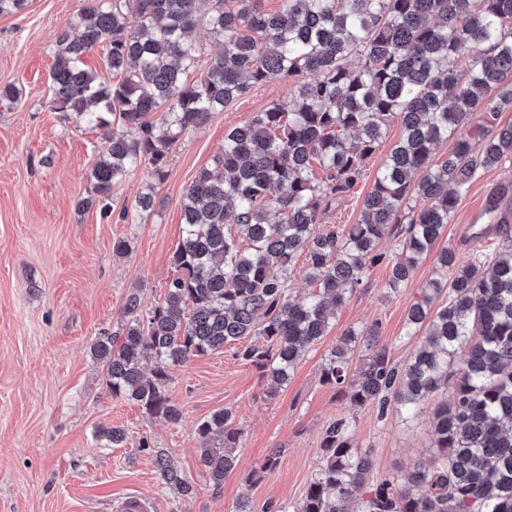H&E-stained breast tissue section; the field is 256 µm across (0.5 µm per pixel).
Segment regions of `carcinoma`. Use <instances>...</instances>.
<instances>
[{
    "instance_id": "cac0c4a2",
    "label": "carcinoma",
    "mask_w": 512,
    "mask_h": 512,
    "mask_svg": "<svg viewBox=\"0 0 512 512\" xmlns=\"http://www.w3.org/2000/svg\"><path fill=\"white\" fill-rule=\"evenodd\" d=\"M259 2L212 0L205 22L223 48L193 82L199 0H87L79 21L54 40L53 109L103 131L104 151L76 202L103 220L112 218L115 184L141 166L163 181L171 147L212 113L258 83L289 86L284 101L227 131L224 151L185 190L163 303L143 320L140 297L131 295L124 334H105L92 347L113 397L170 423L181 412L167 396L168 369L246 338L235 355L256 367L264 397L274 399L383 259L378 244L400 237L388 286H407L476 175L512 158V123L500 122L512 108V0H284L274 13ZM100 45L121 78L115 84L83 66ZM464 49L470 55L453 66ZM394 119L401 135L360 222L319 226L321 206L353 191ZM469 126L482 132L480 143L459 136L435 159L440 142ZM506 198L512 184L488 196L486 212L497 216ZM302 255L315 291L293 301L288 278ZM438 264L444 279L420 288L407 314V335L426 329L408 363L392 360L375 323L346 330L321 372L323 384L381 418L449 393L431 413L434 458L359 498L370 459L353 446L349 421L336 418L299 506L269 501L260 512H512V234L490 266L479 255L460 262L450 247ZM358 349L368 358L350 380ZM197 435L199 464L219 488L242 439L233 412L213 413ZM153 462L162 481L190 495L166 454Z\"/></svg>"
}]
</instances>
